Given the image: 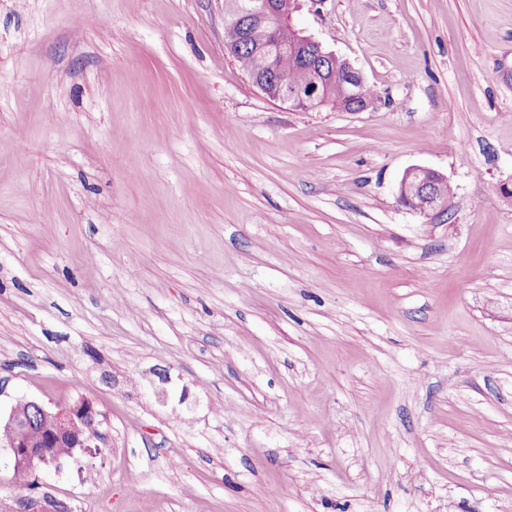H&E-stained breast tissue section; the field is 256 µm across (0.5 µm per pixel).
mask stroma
Wrapping results in <instances>:
<instances>
[{"mask_svg": "<svg viewBox=\"0 0 512 512\" xmlns=\"http://www.w3.org/2000/svg\"><path fill=\"white\" fill-rule=\"evenodd\" d=\"M293 22L378 103L269 99L224 0H0V418L98 412L73 512H512V0ZM240 43V27L232 17L231 11L227 8V13L224 9V45L227 49L231 50L233 56L238 62L241 69L249 76V72L257 66V55L255 54L254 47L243 45L241 49L237 45ZM445 185L448 186L447 195L442 192ZM451 194L452 188L445 176L434 169L419 165L407 168L398 184V201L424 217L447 213L448 196Z\"/></svg>", "mask_w": 512, "mask_h": 512, "instance_id": "obj_1", "label": "stroma"}]
</instances>
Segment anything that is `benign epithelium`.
Masks as SVG:
<instances>
[{"instance_id": "obj_1", "label": "benign epithelium", "mask_w": 512, "mask_h": 512, "mask_svg": "<svg viewBox=\"0 0 512 512\" xmlns=\"http://www.w3.org/2000/svg\"><path fill=\"white\" fill-rule=\"evenodd\" d=\"M297 8V0H242L238 14L248 24L263 28L267 39L260 53L261 66L266 72L255 78V83L271 90V98L301 110H315L325 106L324 88L331 82L341 83L348 95L366 84L363 75L350 62L342 59L322 44L301 32L289 51L313 48L318 57L334 59L342 64L332 70L311 67L312 74L304 84H290L275 70L278 31L286 26ZM448 180L441 173L424 166L407 168L398 184V201L406 208L424 216L434 217L448 212L449 197L442 192ZM101 421L88 404L75 407L49 408L39 401L21 398L0 422V447L9 452L14 478L28 474L34 459L44 467H58L62 460L74 456V450L92 447L99 439ZM0 512H71V508L54 496H17L7 503L0 499Z\"/></svg>"}]
</instances>
